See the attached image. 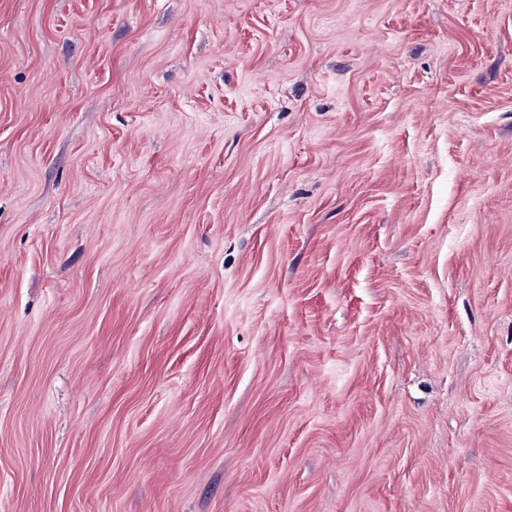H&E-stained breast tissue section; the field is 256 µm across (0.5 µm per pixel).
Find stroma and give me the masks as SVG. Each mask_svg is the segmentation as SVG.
<instances>
[{"instance_id": "stroma-1", "label": "stroma", "mask_w": 512, "mask_h": 512, "mask_svg": "<svg viewBox=\"0 0 512 512\" xmlns=\"http://www.w3.org/2000/svg\"><path fill=\"white\" fill-rule=\"evenodd\" d=\"M0 512H512V0H0Z\"/></svg>"}]
</instances>
